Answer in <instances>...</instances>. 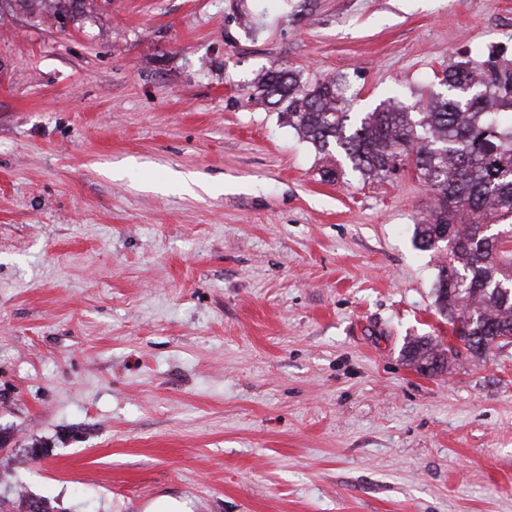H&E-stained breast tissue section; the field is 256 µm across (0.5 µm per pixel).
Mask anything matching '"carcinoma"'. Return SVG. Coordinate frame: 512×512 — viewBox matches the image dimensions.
Returning <instances> with one entry per match:
<instances>
[{"label":"carcinoma","instance_id":"1","mask_svg":"<svg viewBox=\"0 0 512 512\" xmlns=\"http://www.w3.org/2000/svg\"><path fill=\"white\" fill-rule=\"evenodd\" d=\"M493 46L487 57L459 61L434 75L443 91L407 106L393 98L371 112H348L343 77L302 81L294 70L270 67L253 80L248 99L278 107L288 126L327 159L323 174L337 176L340 157L363 181L384 180L402 166L436 193L438 207L415 226L421 250L435 249L447 233L452 245L438 266L436 304L464 337V350L480 355L498 338L512 339V249L497 233L512 229V62ZM441 341L418 338L404 347L406 361L433 376L448 353Z\"/></svg>","mask_w":512,"mask_h":512}]
</instances>
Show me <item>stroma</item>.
I'll list each match as a JSON object with an SVG mask.
<instances>
[{
	"instance_id": "35a3bbf8",
	"label": "stroma",
	"mask_w": 512,
	"mask_h": 512,
	"mask_svg": "<svg viewBox=\"0 0 512 512\" xmlns=\"http://www.w3.org/2000/svg\"><path fill=\"white\" fill-rule=\"evenodd\" d=\"M0 0V512H512V343L447 336L414 173L330 183L262 68L355 111L512 0ZM448 352L459 355L456 348H446L442 341L432 338H418L404 347L406 361L418 371L433 376L443 372L448 363Z\"/></svg>"
}]
</instances>
